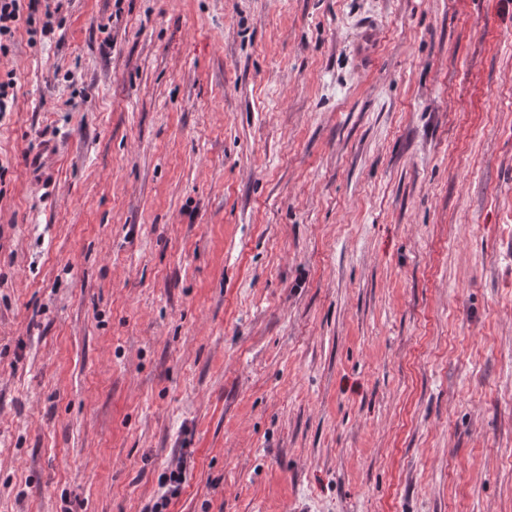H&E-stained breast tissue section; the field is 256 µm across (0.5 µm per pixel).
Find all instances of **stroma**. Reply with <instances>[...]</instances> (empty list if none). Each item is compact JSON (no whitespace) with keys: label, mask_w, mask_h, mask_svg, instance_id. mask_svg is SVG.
I'll list each match as a JSON object with an SVG mask.
<instances>
[{"label":"stroma","mask_w":512,"mask_h":512,"mask_svg":"<svg viewBox=\"0 0 512 512\" xmlns=\"http://www.w3.org/2000/svg\"><path fill=\"white\" fill-rule=\"evenodd\" d=\"M6 80L0 512H512V0H67ZM184 482L185 475L180 467L177 470H171L165 473L161 480L163 491L154 502L150 512H169V506L173 499L180 496Z\"/></svg>","instance_id":"obj_1"}]
</instances>
